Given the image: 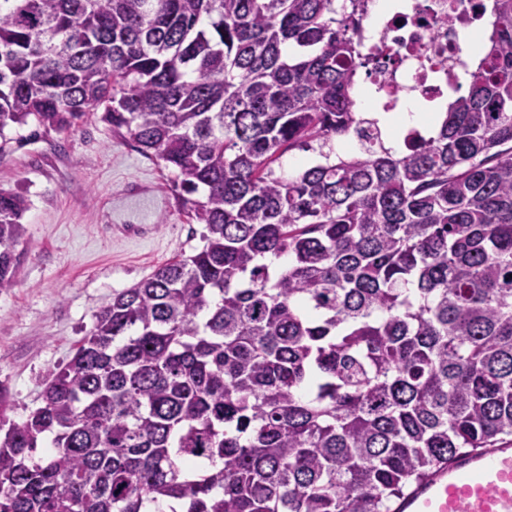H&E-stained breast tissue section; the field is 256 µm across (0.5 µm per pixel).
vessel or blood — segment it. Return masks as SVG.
<instances>
[{"instance_id":"b4317fda","label":"vessel or blood","mask_w":512,"mask_h":512,"mask_svg":"<svg viewBox=\"0 0 512 512\" xmlns=\"http://www.w3.org/2000/svg\"><path fill=\"white\" fill-rule=\"evenodd\" d=\"M402 512H512V448L471 452L418 485Z\"/></svg>"}]
</instances>
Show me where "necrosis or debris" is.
I'll use <instances>...</instances> for the list:
<instances>
[{
    "label": "necrosis or debris",
    "instance_id": "4bbe7bcc",
    "mask_svg": "<svg viewBox=\"0 0 512 512\" xmlns=\"http://www.w3.org/2000/svg\"><path fill=\"white\" fill-rule=\"evenodd\" d=\"M478 0H368L363 42L372 47V111L393 112L404 95L424 104L459 96L476 50Z\"/></svg>",
    "mask_w": 512,
    "mask_h": 512
}]
</instances>
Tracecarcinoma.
Returning <instances> with one entry per match:
<instances>
[{
  "label": "carcinoma",
  "instance_id": "carcinoma-1",
  "mask_svg": "<svg viewBox=\"0 0 512 512\" xmlns=\"http://www.w3.org/2000/svg\"><path fill=\"white\" fill-rule=\"evenodd\" d=\"M485 2L467 89L398 151L356 109L365 0H0V155L99 110L205 225L27 419L0 389V512H394L512 440V0ZM295 148L319 161L277 172ZM27 210L0 192L1 291Z\"/></svg>",
  "mask_w": 512,
  "mask_h": 512
}]
</instances>
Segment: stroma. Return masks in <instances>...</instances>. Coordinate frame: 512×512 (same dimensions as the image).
<instances>
[{"label": "stroma", "instance_id": "1", "mask_svg": "<svg viewBox=\"0 0 512 512\" xmlns=\"http://www.w3.org/2000/svg\"><path fill=\"white\" fill-rule=\"evenodd\" d=\"M29 199L24 254L0 291V386L11 419L42 404L94 314L158 267L199 251L203 227L179 207L171 175L92 114L74 130L23 141L0 158V191Z\"/></svg>", "mask_w": 512, "mask_h": 512}]
</instances>
